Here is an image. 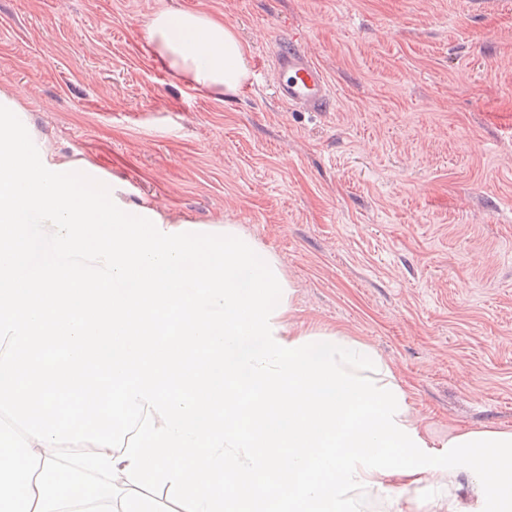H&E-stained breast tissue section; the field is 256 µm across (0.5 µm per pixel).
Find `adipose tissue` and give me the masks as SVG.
<instances>
[{"label": "adipose tissue", "instance_id": "adipose-tissue-1", "mask_svg": "<svg viewBox=\"0 0 512 512\" xmlns=\"http://www.w3.org/2000/svg\"><path fill=\"white\" fill-rule=\"evenodd\" d=\"M147 37L156 61L194 90L221 98L249 77V51L221 18L164 7L149 20Z\"/></svg>", "mask_w": 512, "mask_h": 512}]
</instances>
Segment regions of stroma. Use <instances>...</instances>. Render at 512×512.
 I'll return each instance as SVG.
<instances>
[{"label": "stroma", "instance_id": "stroma-1", "mask_svg": "<svg viewBox=\"0 0 512 512\" xmlns=\"http://www.w3.org/2000/svg\"><path fill=\"white\" fill-rule=\"evenodd\" d=\"M166 5L236 27L238 93L154 62ZM292 44L335 111L276 100ZM0 93L46 160L256 238L293 321L373 346L433 440L512 429V0H0Z\"/></svg>", "mask_w": 512, "mask_h": 512}]
</instances>
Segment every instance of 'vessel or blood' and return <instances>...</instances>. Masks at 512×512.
<instances>
[{"mask_svg":"<svg viewBox=\"0 0 512 512\" xmlns=\"http://www.w3.org/2000/svg\"><path fill=\"white\" fill-rule=\"evenodd\" d=\"M275 67L280 75L276 96L284 104L308 112L326 111L334 100L324 72L299 48L281 50Z\"/></svg>","mask_w":512,"mask_h":512,"instance_id":"obj_1","label":"vessel or blood"}]
</instances>
